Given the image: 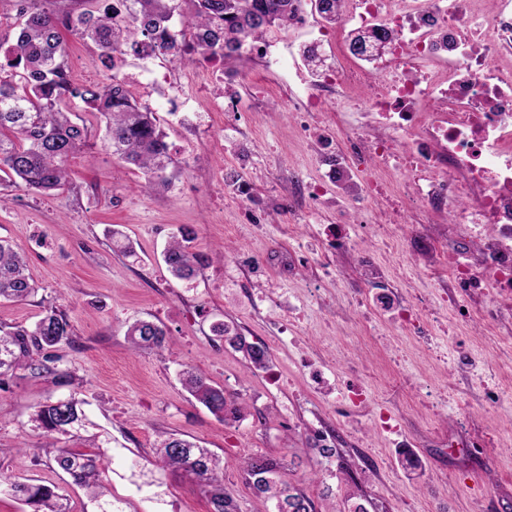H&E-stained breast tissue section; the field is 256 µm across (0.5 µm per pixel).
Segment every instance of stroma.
<instances>
[{"instance_id":"stroma-1","label":"stroma","mask_w":512,"mask_h":512,"mask_svg":"<svg viewBox=\"0 0 512 512\" xmlns=\"http://www.w3.org/2000/svg\"><path fill=\"white\" fill-rule=\"evenodd\" d=\"M74 81L104 84L112 72L87 40L63 32ZM151 68L171 73L193 93V112H175L165 88L136 97L156 111L174 160L169 185L143 190L142 174L113 157L83 104L89 146L67 163L66 186L50 195L21 187L0 191V238L22 253L38 292L0 302V322L33 324L47 305L64 309L74 343L65 364L81 380L88 420L109 438L105 483L127 512H158L161 487L169 512H209L197 482L153 466V448L175 433L224 459V485L240 512H267L246 484L244 458L283 460L318 512H512V396L487 403L484 387L512 385V314L493 296L451 291L435 257L457 250L476 257L447 211L410 209L394 246L371 236L322 262L324 230L362 217L345 194L292 208L297 182L323 180L343 144L303 138L278 86L297 95L286 73L262 70L243 56L213 80L204 62L158 56ZM236 111H228V104ZM243 177L244 196L225 176ZM197 231L210 257L196 278L168 271L164 248L176 227ZM137 320L167 333L162 350H132L126 331ZM226 324L247 342L268 347L269 369H251L244 353L215 335ZM466 356L470 365H458ZM201 369L244 407L223 421L181 385L179 372ZM327 383L317 387L316 371ZM363 385L360 405L342 401L346 383ZM52 380L21 376L0 384V473L58 485L71 512H95L53 457L85 450L80 438L47 436L32 415L68 395ZM330 434L336 455L322 456L314 431ZM138 468H128L129 460Z\"/></svg>"}]
</instances>
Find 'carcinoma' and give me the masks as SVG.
I'll return each instance as SVG.
<instances>
[{"instance_id":"carcinoma-1","label":"carcinoma","mask_w":512,"mask_h":512,"mask_svg":"<svg viewBox=\"0 0 512 512\" xmlns=\"http://www.w3.org/2000/svg\"><path fill=\"white\" fill-rule=\"evenodd\" d=\"M39 0H20L10 35L0 34V186H22L40 194L63 188L67 183L65 162L87 141V128L73 121L71 104L78 100L104 124V145L126 164L144 174V188L167 183L166 170L173 163L155 112L136 99L117 76L103 85H77L65 63L60 29L89 39L101 49L104 66L112 70L132 53L150 49L177 61L193 62L198 55L220 51L224 61L242 57L246 46L261 41L273 27L295 16L300 0H115L96 15L85 10L77 15L68 9L48 12ZM326 4L320 16L328 24L340 18L343 0H320ZM181 18L182 28L171 21ZM197 232L181 226L164 251V261L173 275L192 279L208 261L195 250ZM37 291L27 273L25 257L0 239V300L20 302ZM216 334L246 353L252 365L266 367L267 350L220 323ZM67 312L49 305L30 327L0 324V377L24 372L29 379H53L61 386L75 385V375L64 367L62 349L74 342ZM132 347H163L165 331L146 320L127 331ZM182 386L220 419L241 415L231 395L192 369L180 372ZM76 393L39 407L33 421L49 434L75 437L87 427ZM92 452L60 448L55 464L73 483L83 487L96 512H112V494L103 473L111 461L96 449L104 441L89 438ZM155 465L182 471L193 477L211 505L210 512H238L224 489V464L211 450L177 434L162 438L156 448ZM242 470L253 493L271 502L272 512H316L313 501L289 478L277 459L251 456ZM21 501L31 512H70L67 498L58 487L27 483L0 476V494Z\"/></svg>"}]
</instances>
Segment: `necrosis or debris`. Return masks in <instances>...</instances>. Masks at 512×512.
Instances as JSON below:
<instances>
[{"label": "necrosis or debris", "instance_id": "4bbe7bcc", "mask_svg": "<svg viewBox=\"0 0 512 512\" xmlns=\"http://www.w3.org/2000/svg\"><path fill=\"white\" fill-rule=\"evenodd\" d=\"M346 0L341 26L385 31V55L333 46L304 15L301 44L266 42L256 50L267 70L294 71L305 115L303 134L319 128L342 141L356 164L372 162L353 197L367 207L390 196L386 172L398 169L412 201L425 211L450 209L465 226L477 260L448 255L452 288L463 296L512 297V0ZM334 92L341 111L322 117V97Z\"/></svg>", "mask_w": 512, "mask_h": 512}]
</instances>
